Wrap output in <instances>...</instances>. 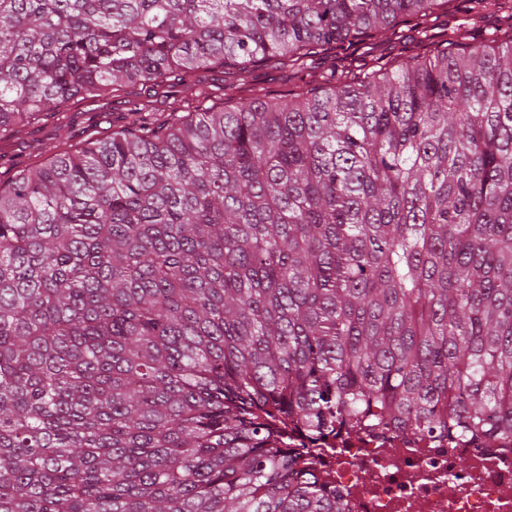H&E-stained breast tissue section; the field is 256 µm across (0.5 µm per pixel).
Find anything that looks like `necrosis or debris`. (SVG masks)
Wrapping results in <instances>:
<instances>
[{
    "label": "necrosis or debris",
    "instance_id": "4bbe7bcc",
    "mask_svg": "<svg viewBox=\"0 0 512 512\" xmlns=\"http://www.w3.org/2000/svg\"><path fill=\"white\" fill-rule=\"evenodd\" d=\"M322 479L347 512H512V445L435 448L354 435L336 441Z\"/></svg>",
    "mask_w": 512,
    "mask_h": 512
}]
</instances>
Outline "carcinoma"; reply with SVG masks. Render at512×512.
<instances>
[{
    "instance_id": "cac0c4a2",
    "label": "carcinoma",
    "mask_w": 512,
    "mask_h": 512,
    "mask_svg": "<svg viewBox=\"0 0 512 512\" xmlns=\"http://www.w3.org/2000/svg\"><path fill=\"white\" fill-rule=\"evenodd\" d=\"M441 13L0 185V512H346L290 433L512 440V0H0V138ZM402 38L399 42H388L382 45L377 54L395 56L397 54H411L417 46L416 35L409 27H402Z\"/></svg>"
}]
</instances>
